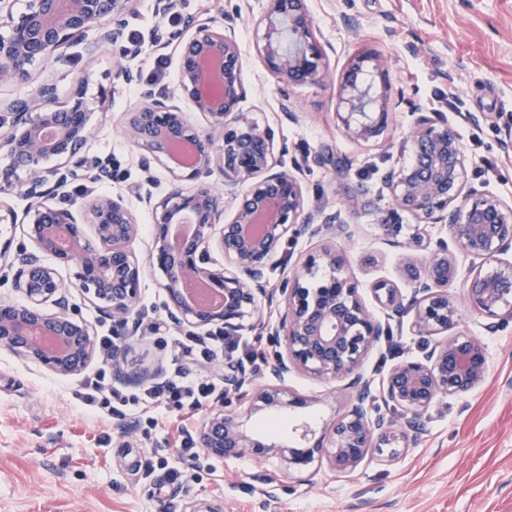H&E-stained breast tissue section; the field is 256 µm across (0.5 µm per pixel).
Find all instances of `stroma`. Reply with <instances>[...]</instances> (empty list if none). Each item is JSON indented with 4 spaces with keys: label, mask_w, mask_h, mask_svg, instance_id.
<instances>
[{
    "label": "stroma",
    "mask_w": 512,
    "mask_h": 512,
    "mask_svg": "<svg viewBox=\"0 0 512 512\" xmlns=\"http://www.w3.org/2000/svg\"><path fill=\"white\" fill-rule=\"evenodd\" d=\"M307 5L326 51L325 75L285 94L255 52L265 0H182L176 17L156 15L154 0H137L127 30L140 37L158 26H181L187 17L223 21L244 58L246 95L239 110L272 128L276 146L285 150L284 166L301 181L306 209L329 214L358 196L360 206L349 219L352 236L338 244L349 252L361 298L372 309L376 280L405 284L400 250L384 239L378 223L388 206L387 172L411 159L404 133L416 113L456 127L471 189L512 201V0H307ZM364 49L386 62L392 89L404 98L386 139L368 145L347 140L336 117L339 77ZM159 60L165 63L160 70ZM178 60L173 46L157 53L146 45L130 58L116 48L91 53L79 42L67 56L35 68L30 82L0 86V100L9 102L27 97L32 84L48 81L62 103L75 89V74H89L86 98L94 114L84 150L109 159L112 178L98 190L123 195L140 227L134 248L141 257L154 226L139 189L146 183L154 197H163L171 176L162 165L146 164L144 152L125 136L123 115L138 103L140 85L114 82L113 72L125 65L138 72L140 84L173 92ZM319 152L330 155V162L316 164ZM42 261L67 283L69 312L84 320L93 336H118L119 353L131 368H159L168 377L183 365L177 340L192 329L165 322L166 296L154 271H143L139 309L162 321L156 335L113 326L98 301L72 288L74 267L49 255ZM464 320L488 350L489 372L481 387L444 398L425 412L418 443L396 461L369 460L347 475L318 462L288 476L278 462L231 457L212 459L208 470H188L180 485L144 479L141 471L128 468L127 449L178 448V425L196 430L198 416L160 403L142 409L136 402L141 385L121 384L112 404L135 426L134 432L121 433L109 415L77 405L81 377L53 374L0 349V512H193L200 503L213 512H512V324L490 332L482 318L468 314ZM262 321L263 328L241 337L261 345V358L243 360L254 386L264 382L278 350L276 309L265 311ZM391 330V339L381 340L362 366L377 379L394 363L421 357L427 345L411 335L407 323L392 324ZM288 386L309 396L310 404L279 416L270 410L253 413L244 420L248 433L290 440L294 427L304 425L321 434L350 407L352 392L344 380L323 383L294 374Z\"/></svg>",
    "instance_id": "1"
}]
</instances>
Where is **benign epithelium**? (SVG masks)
Here are the masks:
<instances>
[{"label":"benign epithelium","instance_id":"7a95c632","mask_svg":"<svg viewBox=\"0 0 512 512\" xmlns=\"http://www.w3.org/2000/svg\"><path fill=\"white\" fill-rule=\"evenodd\" d=\"M134 2L28 0L26 10L16 15L10 0H0V29L8 30L0 35V83L29 80L33 68L60 56L89 32L95 33L89 44L95 51L122 43ZM259 27L256 51L279 84L298 86L324 77L323 50L306 0H267ZM173 42L180 49L181 94L208 117L210 130L194 129L175 96L158 95L150 88L142 90L141 102L124 113L130 142L173 176L164 197L156 199L149 191L141 196L155 224L143 259L133 249L139 226L122 198L90 195L67 207L51 202L54 189L69 181L112 177L107 164L83 151L92 112L84 93L87 76L79 77L77 90L64 105L55 104V89L48 83L35 87L28 98L6 104L12 122L0 129V152L10 158L11 166L0 169V196L15 194L35 204L20 219L0 202V223L27 225L35 251L17 254L15 288L25 302L0 305V348L57 375H80L95 344L88 325L66 312V286L56 269L42 262L43 254L74 266L76 286L99 301L116 325H126L136 313L142 270L148 266L160 273L168 322L202 331L217 325L224 335L238 336L260 325L269 296L267 272L288 237H351L341 210L324 217L305 211L300 182L279 168L274 133L238 112L245 87L235 38L212 20L195 19L168 34L159 29L149 34L152 47ZM369 61L375 62L380 82L373 96L374 80L367 79L364 70ZM390 86L389 70L372 52L351 59L339 82L343 111L337 119L345 138L368 143L385 131ZM406 141L412 159L387 176L393 205L383 213L378 228L405 250L402 274L415 303L412 330L441 340L422 358L394 364L381 381L378 398L401 408L403 415L392 420L370 414L371 384L360 368L384 329L360 297L345 250L325 246L300 257L289 271L281 288L284 313L279 321L285 352L269 366L264 384L254 389L248 409L302 406L304 399L285 385L293 372L322 382L347 378L356 389L355 403L328 439L302 449L257 439L242 428L240 414L213 408L202 416L198 429L207 455L274 458L289 472L324 459L332 470L349 473L369 455L388 461L398 458L417 440L423 412L440 399L470 393L485 381L486 347L464 329L462 309L451 288L463 281L466 307L490 319L487 328L512 321V260L504 258L512 253V205L492 193L475 197L466 189L467 156L453 125L421 115L408 128ZM50 159L59 161V167H45ZM18 169L26 179L16 176ZM216 170L224 176L222 194L209 181ZM186 180L194 185L183 187ZM226 196L234 202L229 218L224 217ZM184 214L195 216L194 231L173 245L170 226ZM404 214L448 225L453 245L472 260L468 275L460 278L456 257L446 246L431 252L425 263H417L413 253L427 243L402 223ZM215 250L221 258L212 256ZM194 281L221 289L223 306L191 305L183 287ZM371 291L387 318L404 316L402 292L392 281L380 279ZM49 302L60 311L46 313ZM112 372L114 381L124 383L160 375L130 371L118 357L112 359ZM244 383L241 364L224 357V393H236Z\"/></svg>","mask_w":512,"mask_h":512}]
</instances>
